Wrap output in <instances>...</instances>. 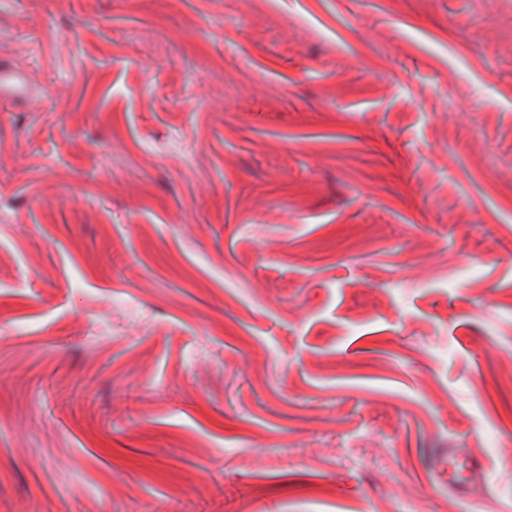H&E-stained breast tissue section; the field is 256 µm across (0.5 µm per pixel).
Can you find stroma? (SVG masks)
<instances>
[{
    "mask_svg": "<svg viewBox=\"0 0 512 512\" xmlns=\"http://www.w3.org/2000/svg\"><path fill=\"white\" fill-rule=\"evenodd\" d=\"M0 512H512V0H0ZM30 93L29 83L25 75L16 69L0 70V99H19ZM482 471L477 462L448 457V487L464 497H470L476 491Z\"/></svg>",
    "mask_w": 512,
    "mask_h": 512,
    "instance_id": "35a3bbf8",
    "label": "stroma"
}]
</instances>
